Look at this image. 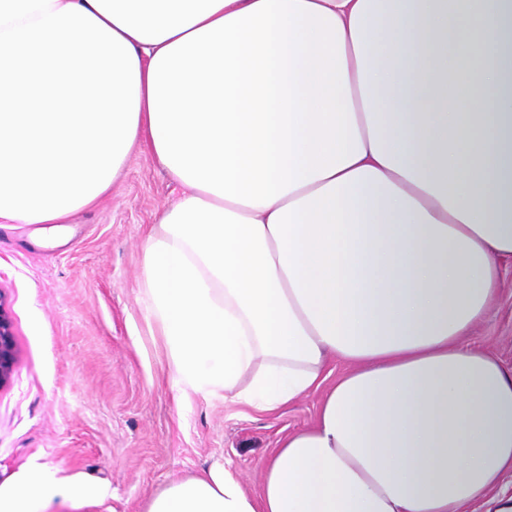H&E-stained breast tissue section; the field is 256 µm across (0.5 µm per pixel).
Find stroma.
Wrapping results in <instances>:
<instances>
[{
    "mask_svg": "<svg viewBox=\"0 0 512 512\" xmlns=\"http://www.w3.org/2000/svg\"><path fill=\"white\" fill-rule=\"evenodd\" d=\"M181 191L143 147L61 240L48 225L0 219L16 356L0 388L1 491L45 469L81 491L46 512H143L168 481L219 463L255 496L279 441L314 423L317 393L267 413L191 393L176 411L164 340L140 293V244ZM501 270L467 341L512 373L511 258Z\"/></svg>",
    "mask_w": 512,
    "mask_h": 512,
    "instance_id": "stroma-1",
    "label": "stroma"
}]
</instances>
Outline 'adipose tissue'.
I'll return each instance as SVG.
<instances>
[{
  "label": "adipose tissue",
  "mask_w": 512,
  "mask_h": 512,
  "mask_svg": "<svg viewBox=\"0 0 512 512\" xmlns=\"http://www.w3.org/2000/svg\"><path fill=\"white\" fill-rule=\"evenodd\" d=\"M140 146L185 188L142 244L176 400L323 394L258 497L216 465L144 512H463L512 472L465 342L512 258V0H0V218L66 223Z\"/></svg>",
  "instance_id": "ef3b65f1"
}]
</instances>
